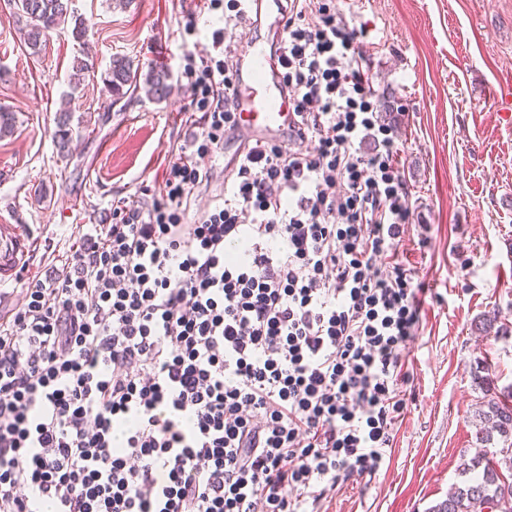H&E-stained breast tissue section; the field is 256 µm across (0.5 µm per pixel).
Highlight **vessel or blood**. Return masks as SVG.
<instances>
[{
    "mask_svg": "<svg viewBox=\"0 0 512 512\" xmlns=\"http://www.w3.org/2000/svg\"><path fill=\"white\" fill-rule=\"evenodd\" d=\"M286 0H248V29L280 30L286 19ZM271 41H252L237 55L234 67V104L240 117L237 134L242 144L274 141L287 133L293 120ZM29 253L28 240L13 230L0 231V282L16 276Z\"/></svg>",
    "mask_w": 512,
    "mask_h": 512,
    "instance_id": "1",
    "label": "vessel or blood"
}]
</instances>
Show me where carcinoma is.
I'll use <instances>...</instances> for the list:
<instances>
[{
    "label": "carcinoma",
    "mask_w": 512,
    "mask_h": 512,
    "mask_svg": "<svg viewBox=\"0 0 512 512\" xmlns=\"http://www.w3.org/2000/svg\"><path fill=\"white\" fill-rule=\"evenodd\" d=\"M19 18L25 19L22 31L29 47L35 51L42 46L48 32L68 22V0H13ZM70 75L71 92H76L94 71V63L85 58H75ZM106 92L112 97L125 95L143 84L158 101L167 97L168 74L152 69L141 74L134 61L126 56L112 57L107 70ZM83 118H74L73 110H60L55 134L62 157L68 156V147L74 130L82 129ZM479 428L475 434L481 445L499 444L497 454L501 461L489 460L482 474L475 479L455 486L448 498L430 509V512H512V389L499 391L486 389L484 401L477 409ZM506 468H501V465Z\"/></svg>",
    "instance_id": "obj_1"
}]
</instances>
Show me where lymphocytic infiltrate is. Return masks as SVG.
<instances>
[{
	"instance_id": "obj_1",
	"label": "lymphocytic infiltrate",
	"mask_w": 512,
	"mask_h": 512,
	"mask_svg": "<svg viewBox=\"0 0 512 512\" xmlns=\"http://www.w3.org/2000/svg\"><path fill=\"white\" fill-rule=\"evenodd\" d=\"M207 8L225 25L184 58L200 120L159 199L92 225L0 321V512H320L386 464L426 290L368 60L331 0H289L288 140L244 148L190 224L200 160L238 128L245 0Z\"/></svg>"
}]
</instances>
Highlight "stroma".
Segmentation results:
<instances>
[{"instance_id":"stroma-1","label":"stroma","mask_w":512,"mask_h":512,"mask_svg":"<svg viewBox=\"0 0 512 512\" xmlns=\"http://www.w3.org/2000/svg\"><path fill=\"white\" fill-rule=\"evenodd\" d=\"M69 0L87 28L51 31L41 51L28 47L18 16L0 0V106L14 115L0 136V225L28 238L29 269L0 286L17 307L29 279L69 272L78 229L112 221L113 204L152 201L175 152L190 139L189 94L179 67L194 42L217 27L206 0ZM361 29L382 121L403 143L413 210L401 247L428 294L407 357L413 376L406 417L394 430L387 467L373 481L353 479L323 501L322 512H428L468 465L492 458L477 444L474 413L485 394L512 385V120L497 95L512 85V0H335ZM196 25V36L185 33ZM169 74L161 102L144 90L111 99L104 76L113 55ZM95 71L75 95L89 127L67 158L55 142V115L69 90L75 57ZM238 147L225 140L209 158L210 187L194 193L198 219L224 188V165ZM496 314L499 333L474 325Z\"/></svg>"}]
</instances>
